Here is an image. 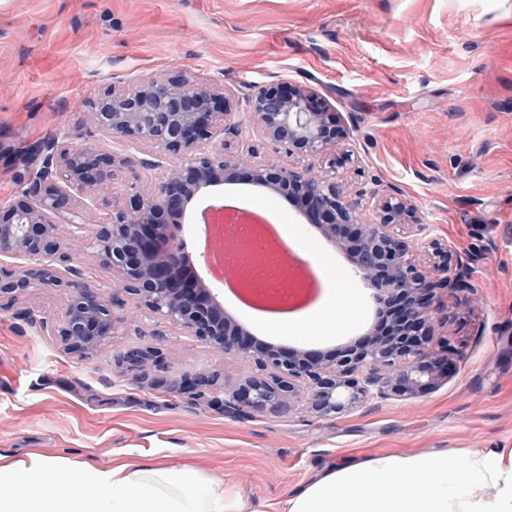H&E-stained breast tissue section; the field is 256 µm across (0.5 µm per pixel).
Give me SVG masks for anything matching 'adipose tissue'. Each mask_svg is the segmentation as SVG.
<instances>
[{"mask_svg":"<svg viewBox=\"0 0 512 512\" xmlns=\"http://www.w3.org/2000/svg\"><path fill=\"white\" fill-rule=\"evenodd\" d=\"M346 289H328L301 317L266 322V331L323 326L350 310ZM78 471L63 483L65 470ZM0 512H261L222 478L163 461L90 462L0 455ZM273 512H512V448L469 450L456 464L444 453L355 458L318 475Z\"/></svg>","mask_w":512,"mask_h":512,"instance_id":"obj_1","label":"adipose tissue"}]
</instances>
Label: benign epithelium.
Instances as JSON below:
<instances>
[{
  "label": "benign epithelium",
  "instance_id": "7a95c632",
  "mask_svg": "<svg viewBox=\"0 0 512 512\" xmlns=\"http://www.w3.org/2000/svg\"><path fill=\"white\" fill-rule=\"evenodd\" d=\"M226 99L224 92L175 74L147 76L132 88L114 85L93 101L88 116L106 142L148 148L152 158L142 164L167 172L154 188L113 209L111 221L96 225L92 245L112 272L113 284L133 296L135 308L167 319L226 358L249 359L255 370L233 384H220L212 374L164 380L151 375L156 351L139 346L128 348L119 363L135 371L138 384L199 395L222 392L226 409L262 412L300 406L317 417L350 412L373 398H416L437 387L448 374V353L430 343L426 323L436 291L463 292L461 275H449L448 251L430 242L444 277L426 280L412 245L399 234L411 204L391 185L351 193L336 181L332 164L319 171L268 161L252 165L255 183L286 190L302 201L309 232L341 248L354 244V275L367 283L372 299L394 305L400 331L392 336H371L333 359L274 345L256 348L224 316L214 289L199 276L181 272V238L175 233L160 238L156 229L181 219L191 203L222 185L223 175L234 171L244 155H257L250 146L232 149L223 140L215 142L217 130L234 128L227 124L231 113L225 111ZM249 109L262 138L289 158L326 156L339 145L337 115L310 87L266 85ZM78 138L75 132L48 138L45 165L19 196L0 205V297L34 285L74 289L51 332L71 348L90 353L114 334L119 320L103 289L68 279L77 270L68 265L56 218L66 217L73 234L83 233L86 211L121 159L108 149L78 144ZM58 169L64 177L60 186L54 183Z\"/></svg>",
  "mask_w": 512,
  "mask_h": 512
}]
</instances>
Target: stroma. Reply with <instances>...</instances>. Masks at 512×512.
Masks as SVG:
<instances>
[{
    "instance_id": "stroma-1",
    "label": "stroma",
    "mask_w": 512,
    "mask_h": 512,
    "mask_svg": "<svg viewBox=\"0 0 512 512\" xmlns=\"http://www.w3.org/2000/svg\"><path fill=\"white\" fill-rule=\"evenodd\" d=\"M171 72L231 91V142L272 162L308 164L262 140L247 107L261 87L308 86L338 112L337 177L353 189L398 188L415 206L404 237L446 247L475 294L470 303L438 295L430 331L454 351L448 376L420 397L332 417L228 412L190 391L140 386L117 360L132 346L157 350L161 377L234 379L252 365L134 311L88 249L72 264L107 287L121 319L96 352L72 351L46 330L69 289L0 298V455L191 464L262 505L349 458L512 448V0H0V204L42 167L47 138L75 130L99 144L84 109L95 95ZM147 155L123 150L94 223L162 178L143 166ZM227 198L265 206L277 224L307 225L292 197L253 183L249 166L210 196ZM305 242L322 289L343 283L356 302L344 330L273 342L330 359L364 340L375 304L346 251L316 234Z\"/></svg>"
}]
</instances>
